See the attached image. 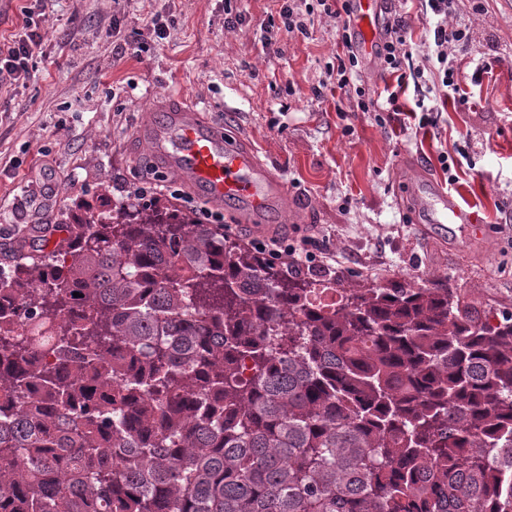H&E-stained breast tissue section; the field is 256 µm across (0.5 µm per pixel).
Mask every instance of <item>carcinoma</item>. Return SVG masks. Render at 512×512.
Segmentation results:
<instances>
[{"label": "carcinoma", "instance_id": "carcinoma-1", "mask_svg": "<svg viewBox=\"0 0 512 512\" xmlns=\"http://www.w3.org/2000/svg\"><path fill=\"white\" fill-rule=\"evenodd\" d=\"M0 291V512H512V312L140 198L28 225Z\"/></svg>", "mask_w": 512, "mask_h": 512}]
</instances>
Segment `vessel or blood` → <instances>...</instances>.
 <instances>
[{"instance_id": "vessel-or-blood-1", "label": "vessel or blood", "mask_w": 512, "mask_h": 512, "mask_svg": "<svg viewBox=\"0 0 512 512\" xmlns=\"http://www.w3.org/2000/svg\"><path fill=\"white\" fill-rule=\"evenodd\" d=\"M389 5L390 0L350 2L355 51L372 73L379 65L377 51L385 40L383 17ZM154 109L163 113V121L142 124L136 139L159 166L174 172L208 205L232 204L242 224L272 209L287 212L286 188L244 140L229 139L183 94L167 93ZM402 181L413 203L414 223L448 222L465 231L481 226L477 211L462 206L445 183L428 179L421 168L406 169Z\"/></svg>"}]
</instances>
